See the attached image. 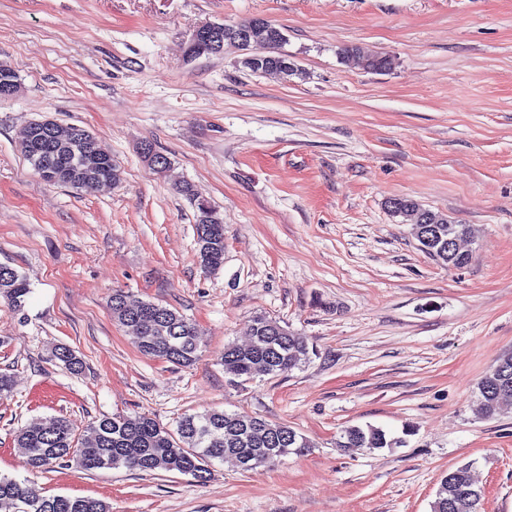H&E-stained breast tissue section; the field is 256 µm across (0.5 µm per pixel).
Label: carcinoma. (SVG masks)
<instances>
[{"label": "carcinoma", "mask_w": 512, "mask_h": 512, "mask_svg": "<svg viewBox=\"0 0 512 512\" xmlns=\"http://www.w3.org/2000/svg\"><path fill=\"white\" fill-rule=\"evenodd\" d=\"M270 29L260 47L269 63L284 64L286 78L302 75V70L281 52L285 39L278 27ZM56 136L46 148L35 152L21 144V152L40 179L50 185L80 191L122 182L121 166L112 158H102L94 137L84 129L52 123ZM177 191L194 202L196 209L197 261L205 271L224 265V218L208 201L182 183ZM432 225L433 244L425 251L440 266L452 271L466 267L470 256L448 251V240L463 239L465 224H457L438 214ZM30 294L27 279L16 269L0 264V296L15 311L24 309ZM112 315L123 326L133 328L134 343L149 358L178 366H190L199 351V331L175 308L150 301L133 303L128 293L112 291ZM54 360L72 374H80L83 362L66 345L52 351ZM310 361L306 337L295 333L266 315L253 317L250 342L241 347L229 343L222 359L224 375L235 386L256 379L274 378L299 369ZM512 404V353L501 355L477 384L475 412L482 418L500 414ZM27 470L44 473L72 463L85 471L125 467L142 472H178L204 481L211 475L215 460H231L243 471L272 465L289 454L311 447L309 440L291 426L247 412L211 410L181 417L176 428L147 415L102 416L93 422L90 435L79 438L69 421L58 417L43 425L21 428L15 436ZM401 440L388 437L378 427L348 426L341 430L337 447L361 448L370 453L396 448ZM483 491L475 483L471 465L462 464L442 475L431 512H482ZM0 512H109L106 503L90 496L44 495L30 480L0 474Z\"/></svg>", "instance_id": "1"}]
</instances>
